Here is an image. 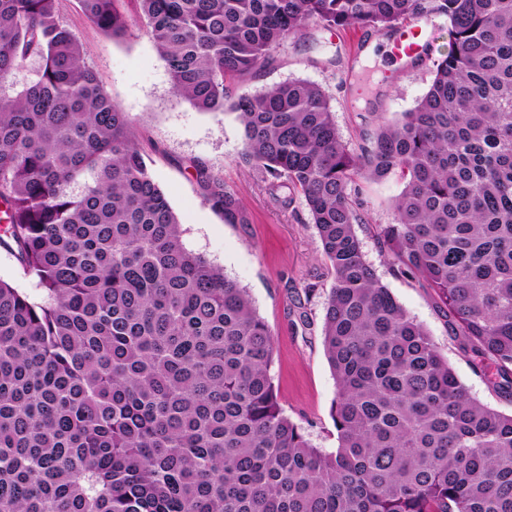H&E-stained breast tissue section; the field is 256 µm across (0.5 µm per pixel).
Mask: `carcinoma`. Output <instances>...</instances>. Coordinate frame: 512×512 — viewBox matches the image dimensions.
<instances>
[{
    "instance_id": "carcinoma-1",
    "label": "carcinoma",
    "mask_w": 512,
    "mask_h": 512,
    "mask_svg": "<svg viewBox=\"0 0 512 512\" xmlns=\"http://www.w3.org/2000/svg\"><path fill=\"white\" fill-rule=\"evenodd\" d=\"M124 2L79 0L113 38ZM135 2L173 92L234 111L241 160L277 202H305L334 275L322 336L338 447L284 414L272 330L184 247L59 0H0V246L38 287L0 279V512H512V412L471 397L355 230L361 182L399 174L381 252L433 290L512 401V0ZM434 16L451 49L427 91L355 149L314 82L236 91L312 26ZM200 178L226 223H248L221 175Z\"/></svg>"
}]
</instances>
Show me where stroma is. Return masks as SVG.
I'll use <instances>...</instances> for the list:
<instances>
[{
  "label": "stroma",
  "instance_id": "obj_1",
  "mask_svg": "<svg viewBox=\"0 0 512 512\" xmlns=\"http://www.w3.org/2000/svg\"><path fill=\"white\" fill-rule=\"evenodd\" d=\"M130 18L125 36L111 38L82 13L78 0H60L64 23L87 49V61L102 85L134 122L138 146L154 180L177 214L185 246L249 290L274 334L271 375L285 414L324 452L337 448L330 415L336 381L322 344L323 301L333 285L316 229L302 199L284 207L273 200L268 182L239 161L243 127L231 110L202 112L171 89L167 67L137 17L135 0H126ZM435 33L428 56L416 67L395 63L388 52L392 33L345 29L315 31V43L287 42L274 65L239 84L256 94L290 78L320 84L334 106L343 138L358 144L379 119L394 121L427 91L434 60L450 48L448 22L430 21ZM374 47V66L363 63ZM223 176L241 200L248 218L228 224L207 198L199 169ZM404 186L396 175L364 183L371 223L357 234L363 252L383 283L410 317L429 333L460 381L481 403L508 412V403L491 388L483 369L460 350L448 333L431 289L395 277L373 235L376 224L393 220L392 203ZM316 286L313 298L304 290Z\"/></svg>",
  "mask_w": 512,
  "mask_h": 512
}]
</instances>
